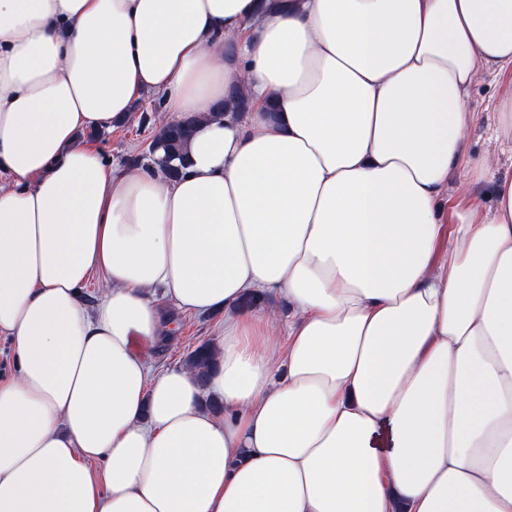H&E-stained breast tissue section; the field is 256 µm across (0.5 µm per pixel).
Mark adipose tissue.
<instances>
[{
    "label": "adipose tissue",
    "mask_w": 512,
    "mask_h": 512,
    "mask_svg": "<svg viewBox=\"0 0 512 512\" xmlns=\"http://www.w3.org/2000/svg\"><path fill=\"white\" fill-rule=\"evenodd\" d=\"M509 69L512 0H0V512H512V175L439 208ZM145 92L180 178L78 138ZM169 313L174 344L168 348L162 346L152 361L153 367L159 370L185 362L186 359L185 363L195 371L203 384L214 364L215 354L210 342L216 334V322L220 315L184 314L171 310Z\"/></svg>",
    "instance_id": "1"
}]
</instances>
